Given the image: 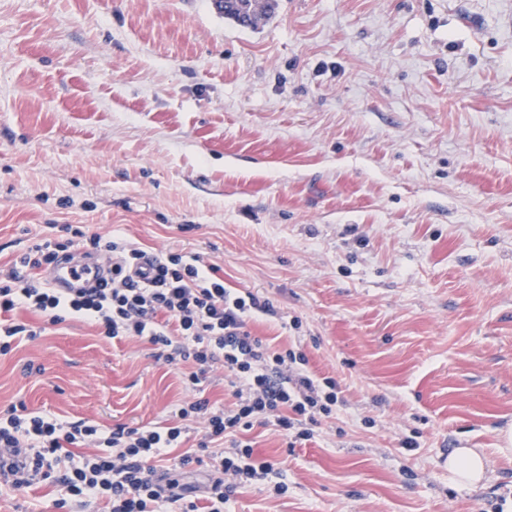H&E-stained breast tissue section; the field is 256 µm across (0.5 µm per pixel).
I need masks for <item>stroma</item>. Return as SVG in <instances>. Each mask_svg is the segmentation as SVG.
I'll return each instance as SVG.
<instances>
[{
  "instance_id": "stroma-1",
  "label": "stroma",
  "mask_w": 512,
  "mask_h": 512,
  "mask_svg": "<svg viewBox=\"0 0 512 512\" xmlns=\"http://www.w3.org/2000/svg\"><path fill=\"white\" fill-rule=\"evenodd\" d=\"M201 252L339 401L224 512H512V0H0V272L48 225ZM0 353V414L163 426L191 367L79 318ZM457 448L488 478L448 477ZM284 483L285 494L273 493ZM56 488L0 512H57ZM274 1L269 0L266 2V7H262L259 10H253L251 13L247 8H244L246 5L250 4L249 0H235L233 3L229 5H225L224 7V16L228 18L238 20L241 17L254 16L255 19L249 20V22H243V25H252L255 22L257 23L262 17L270 16L274 9ZM255 23V24H256ZM254 24V25H255ZM448 473L461 488H475L487 477L485 458L472 448H458L448 457Z\"/></svg>"
}]
</instances>
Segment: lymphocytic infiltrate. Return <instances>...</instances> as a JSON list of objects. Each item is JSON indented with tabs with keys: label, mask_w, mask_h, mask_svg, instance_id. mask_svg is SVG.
Instances as JSON below:
<instances>
[{
	"label": "lymphocytic infiltrate",
	"mask_w": 512,
	"mask_h": 512,
	"mask_svg": "<svg viewBox=\"0 0 512 512\" xmlns=\"http://www.w3.org/2000/svg\"><path fill=\"white\" fill-rule=\"evenodd\" d=\"M66 238L44 239L0 278V333L35 337V330L8 320L26 308L49 324L79 317L112 339L148 338L171 364H191L188 384L200 389L216 362L228 371L229 406L210 407L202 397L183 403L163 427L125 425L102 433L87 421H60L27 409L10 408L0 422V487L21 492L48 482L59 487L60 512H85L104 502L105 512H224L237 487L263 481L270 461L236 441L240 431L274 427L292 442L308 441L304 421L330 415L338 397L331 378H316L303 353L273 346L252 335L253 313H272L269 301L224 285L218 269L198 253H165L146 259L126 238L84 236L62 225ZM84 238V249L112 259V281L102 288L67 292L50 287L38 272ZM203 424L198 443L208 453L201 502L191 501L179 479L192 455L175 456L190 421Z\"/></svg>",
	"instance_id": "f902f5d3"
}]
</instances>
